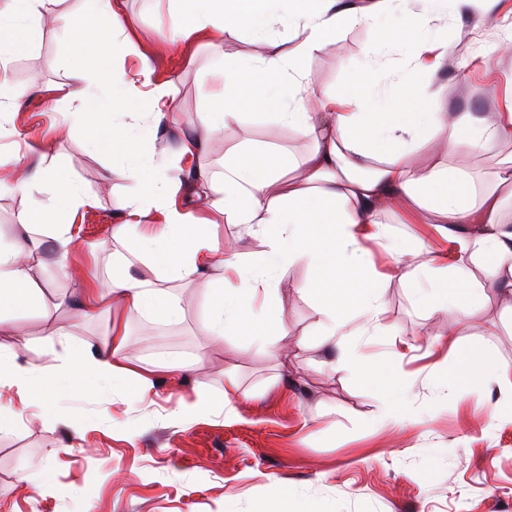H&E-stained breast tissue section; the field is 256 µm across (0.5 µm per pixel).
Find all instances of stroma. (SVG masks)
<instances>
[{"instance_id": "stroma-1", "label": "stroma", "mask_w": 512, "mask_h": 512, "mask_svg": "<svg viewBox=\"0 0 512 512\" xmlns=\"http://www.w3.org/2000/svg\"><path fill=\"white\" fill-rule=\"evenodd\" d=\"M90 0H43V39L16 55L8 74L13 143L51 140L42 164L62 165L88 194L94 207L77 219L84 259L58 276L54 265L36 271L41 285L63 295L74 280L104 274L112 226L126 195L124 181L105 185L108 156L87 150L62 124L72 107L62 97H34L32 75L43 86L72 80L71 49L57 31L60 16L85 12ZM128 42L114 48V76L126 79L148 56L156 83L178 100L168 123L173 130L202 126L219 90L223 55L248 56L247 33H228L221 47L200 39L162 42L157 29L170 26L174 0H124ZM441 33L455 53L434 86L408 70L396 47L370 43L362 27L338 33L308 59L318 87L336 93L359 75L367 58L385 64L394 78L414 85L419 96L441 111L492 112L512 91V0L495 17L456 19L444 0ZM258 142L302 157L306 142L290 134L266 110H257L214 136L199 162L215 174L233 147ZM307 267L289 268L274 298L288 322L287 357H274L239 336L212 345L202 325L204 285H181L176 294L185 314L178 321L131 320L129 355L151 370L154 404L129 400L108 387L63 398L72 417L89 419L83 438L49 417L21 421L0 435V512H512V426L490 425L492 407L511 398L495 379L470 383L459 375L461 350L482 345L496 363H512V306L489 300L477 315L460 310L432 314L414 296L412 283L392 274L383 288L385 328L381 336H354L372 361L394 363L406 384L404 408L415 416L408 426H382V389L331 363L342 351L324 343L314 302L297 290ZM461 323L458 335L448 327ZM104 320L74 319L59 312L44 319L21 313L16 330L27 347L25 362L50 370L61 365L67 347L96 343ZM67 333V342L48 335ZM235 375L247 395L236 403L235 419L214 413L183 422L181 403L193 400L198 384L220 397L226 375ZM125 477L116 481L113 469ZM42 473L49 486L29 488L26 476Z\"/></svg>"}]
</instances>
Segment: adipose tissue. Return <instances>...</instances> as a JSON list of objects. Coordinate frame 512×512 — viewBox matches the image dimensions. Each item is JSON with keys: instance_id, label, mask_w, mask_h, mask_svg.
<instances>
[{"instance_id": "obj_1", "label": "adipose tissue", "mask_w": 512, "mask_h": 512, "mask_svg": "<svg viewBox=\"0 0 512 512\" xmlns=\"http://www.w3.org/2000/svg\"><path fill=\"white\" fill-rule=\"evenodd\" d=\"M43 0H0V71L12 57L35 49L42 39ZM93 9L64 15L58 33L71 47L77 79L63 93L77 107L76 130L87 148L111 153L115 166L107 179L133 183L121 215L112 227L120 246L112 272L92 281H75L59 298L85 317L110 313L120 300L130 317L176 320L184 308L172 294L173 282L189 285L208 278L213 267L223 275L206 289L205 330L210 340L246 337L262 349L280 350L288 323L274 302L290 266L305 263L311 277L299 290L315 296L319 325L327 340L343 346L353 318L363 334L383 330L380 284L388 272H371L367 242L384 245L393 259H406V274L417 282L419 298L433 310L461 309L471 317L487 301L512 288V163L491 181L453 166L425 168L418 150L435 145L448 159L476 155L512 137V97L497 111L454 115L434 110L413 87L394 82L377 68L335 94H324L305 68L343 29L360 25L381 44L403 47L413 70L434 80L451 56L441 39L437 0H182L174 25L158 29L161 40L191 41L246 30L257 50L247 59L224 57V90L207 114L204 130L154 152L149 143L166 118L171 101L167 87L154 81L149 60H142L132 79L112 80V45L125 31L124 0H93ZM287 18L299 37L292 49L278 47L267 33ZM261 79L265 109L292 128L309 145L302 158L266 146L249 157L230 156L224 177L215 180L203 167L172 176L175 160L204 151L212 134L239 123L252 109L246 76ZM97 108H90V100ZM112 111L113 121L103 119ZM41 185L45 198L30 197L17 216L23 228L38 227L51 242L56 264L68 269L78 255L74 221L95 200L73 181L65 168L24 162L15 153H0V192L28 194ZM204 195L207 211L194 216L179 207L177 190ZM400 213L406 223L431 224L454 242L462 262L424 256L422 249L391 238L379 220L381 212ZM162 221L145 223L149 213ZM243 225L259 238L262 259L244 265L236 252L221 247L209 232L210 214ZM481 262L485 281L475 284L467 261ZM38 262L27 240L0 239V337L11 329L18 311L46 312L41 289L33 281ZM145 275H134L137 266ZM346 269L358 277L349 287L334 282ZM21 342L0 341V397L13 394L18 408L0 407V432L13 429L24 409L48 412L61 391H87L93 384L121 389L144 401L153 389L149 372L128 356V330L113 321L108 339L97 349L71 355L53 371L22 364ZM462 374L472 382L495 375L512 393V364L492 363L477 346L461 355ZM353 366L363 377L393 394L381 414L384 424H404L399 404L404 389L394 371L357 355L338 358L335 367Z\"/></svg>"}]
</instances>
